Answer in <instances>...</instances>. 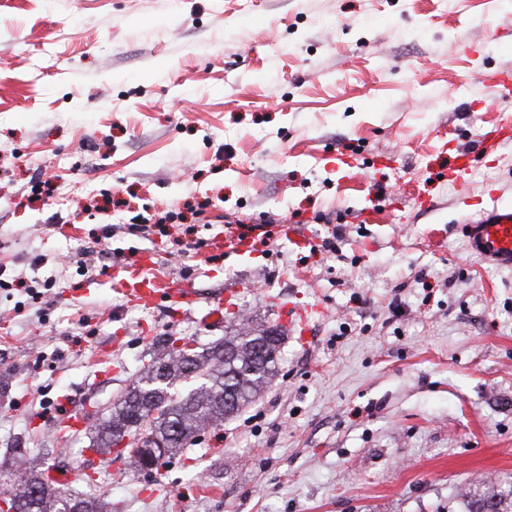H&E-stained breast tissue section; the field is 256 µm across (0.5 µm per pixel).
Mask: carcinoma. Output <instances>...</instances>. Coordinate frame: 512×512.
I'll return each mask as SVG.
<instances>
[{
  "label": "carcinoma",
  "instance_id": "obj_1",
  "mask_svg": "<svg viewBox=\"0 0 512 512\" xmlns=\"http://www.w3.org/2000/svg\"><path fill=\"white\" fill-rule=\"evenodd\" d=\"M283 336L269 328L243 324L231 336L206 348L185 350L181 338L164 340L163 351L143 366L132 386L95 426L92 448L115 454L144 470L137 447H162L168 461L192 447L208 428L251 403L278 372ZM38 458L16 450L14 490L0 492L15 512H101L96 498H77L67 487L45 480ZM465 512H512V482L489 493L474 494Z\"/></svg>",
  "mask_w": 512,
  "mask_h": 512
}]
</instances>
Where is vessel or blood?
Returning a JSON list of instances; mask_svg holds the SVG:
<instances>
[{
  "label": "vessel or blood",
  "instance_id": "b4317fda",
  "mask_svg": "<svg viewBox=\"0 0 512 512\" xmlns=\"http://www.w3.org/2000/svg\"><path fill=\"white\" fill-rule=\"evenodd\" d=\"M482 83L488 94L512 95V74L489 72ZM470 248L482 260L512 268V207L493 208L479 219L465 221L459 227ZM151 256H134L126 266L118 288L129 304L152 308L158 305L190 307L197 303L198 292L192 281L177 284L153 276Z\"/></svg>",
  "mask_w": 512,
  "mask_h": 512
}]
</instances>
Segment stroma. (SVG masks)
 <instances>
[{
	"label": "stroma",
	"mask_w": 512,
	"mask_h": 512,
	"mask_svg": "<svg viewBox=\"0 0 512 512\" xmlns=\"http://www.w3.org/2000/svg\"><path fill=\"white\" fill-rule=\"evenodd\" d=\"M512 0H0V489L13 449L112 512H464L512 480V269L458 224L512 204ZM181 212L168 234L133 213ZM267 218L243 261L184 250ZM304 234L296 244L289 232ZM338 232L335 253L321 247ZM156 254L183 312L127 305L115 268ZM232 288L222 322L210 299ZM286 333L252 403L152 473L90 448L166 336ZM89 404L83 425L56 423ZM482 83L488 94L507 97L512 94V74L489 72L483 75Z\"/></svg>",
	"instance_id": "stroma-1"
}]
</instances>
